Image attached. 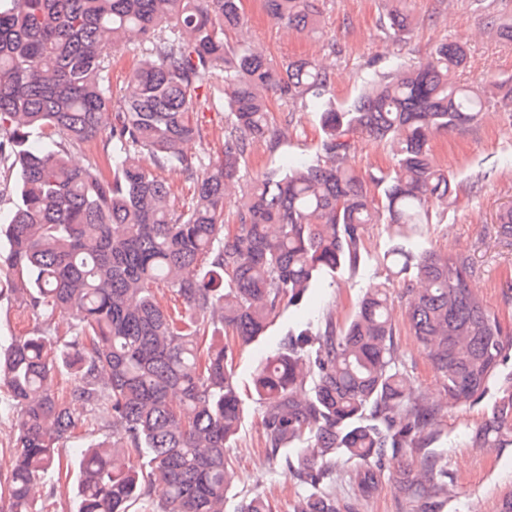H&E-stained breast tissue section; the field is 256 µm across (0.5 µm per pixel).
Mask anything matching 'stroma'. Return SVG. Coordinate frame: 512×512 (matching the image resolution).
<instances>
[{
  "label": "stroma",
  "instance_id": "stroma-1",
  "mask_svg": "<svg viewBox=\"0 0 512 512\" xmlns=\"http://www.w3.org/2000/svg\"><path fill=\"white\" fill-rule=\"evenodd\" d=\"M391 6L392 0H320L324 34L313 37L272 22L262 0H244L251 17L249 40L280 64L299 57L326 64L340 106L351 102L376 73L417 65L443 42H463L469 48L467 67L457 75L462 82L477 86L487 78L512 74V44L500 41L488 28L493 19L512 18V0H484L479 7L472 0H407L414 25L398 39L389 38L380 24ZM270 105L273 135L250 147L241 162L235 193H242L257 172L312 158L318 150L317 113L290 109L275 94ZM196 118L203 136L187 142L184 153L205 159L220 156L225 126L222 109L202 107ZM433 153L440 165L456 175L460 191L455 202L432 205V221L422 225L420 240L437 252L467 257L473 267L471 289L499 313L505 327L512 328V245L496 234L499 210L512 205V113L490 106L477 123L437 136ZM347 161L362 173L387 171L393 165L388 148L364 135L356 138ZM392 243V228L367 225L358 269H339L305 303L282 310L266 336L236 352L232 368L246 414L229 452L234 479L225 512H236L241 501L257 494L270 500L273 512H295L303 494L297 463L270 455L260 407L251 389L253 370L289 327L308 322L318 331L326 318L344 322L356 298L373 283H386L395 300V318L404 322L405 302L415 283L411 276H397L389 269L384 255ZM398 344L407 374L431 396H440L441 377L414 337L401 332ZM511 386L512 355L481 400L445 414L426 448L388 458L385 478L372 497L359 499L351 489H337V512H421L419 504L393 484L391 475L400 468L417 472L427 457L439 460L455 485L454 496L439 501L435 512H500L502 501L512 497V445L479 449L469 444L468 437L491 416L494 401Z\"/></svg>",
  "mask_w": 512,
  "mask_h": 512
}]
</instances>
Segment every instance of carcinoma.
I'll return each mask as SVG.
<instances>
[{
	"label": "carcinoma",
	"instance_id": "carcinoma-1",
	"mask_svg": "<svg viewBox=\"0 0 512 512\" xmlns=\"http://www.w3.org/2000/svg\"><path fill=\"white\" fill-rule=\"evenodd\" d=\"M407 0L381 21L388 35L410 29ZM275 23L322 33L318 0H264ZM243 0H0V167L15 175L16 200L0 225L8 281L41 326L0 347V390L16 412L7 512H47V475L59 448L91 416L112 415V433L89 442L76 463L74 512H224L227 448L243 408L227 368L224 332L248 347L284 307L301 303L325 276L354 267L369 224L394 226L401 242L385 258L417 287L406 330L444 378L429 399L400 368L395 302L367 288L342 326L288 330L256 367L266 443L292 448L308 487L297 512H336V484L373 495L388 453L412 454L448 409L486 392L512 332L469 288L463 256L412 240L430 207L457 194L432 141L476 122L493 99L512 112V76L481 88L457 82L468 47L438 44L427 62L381 73L338 107L331 75L308 58L273 62L243 31ZM143 45L112 87L114 59L101 44ZM224 101V152L214 162L184 154L202 136L194 113L211 89ZM319 113V152L286 170L256 174L233 202L237 227L224 236V185L251 145L271 135L265 92ZM390 146L389 173L364 178L346 165L354 138ZM101 139L85 167L73 153ZM182 171L191 203L176 210L170 185L142 168ZM512 241V207L496 217ZM183 309L161 305L160 290ZM69 315L64 344L56 316ZM73 384L56 392L52 381ZM476 448L512 445V389L471 438ZM359 468L336 476L339 458ZM400 490L428 506L454 488L436 464L396 475ZM239 512H272L256 495Z\"/></svg>",
	"mask_w": 512,
	"mask_h": 512
}]
</instances>
